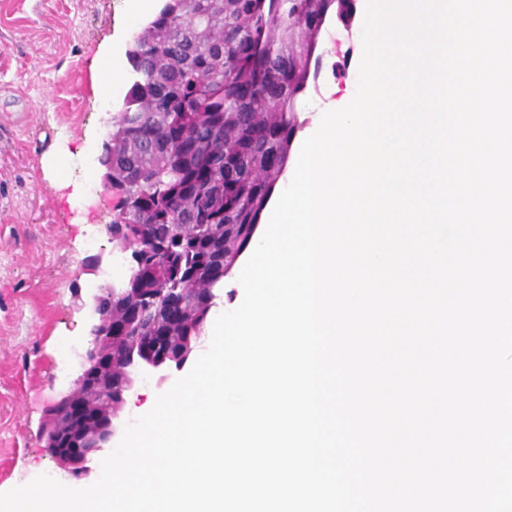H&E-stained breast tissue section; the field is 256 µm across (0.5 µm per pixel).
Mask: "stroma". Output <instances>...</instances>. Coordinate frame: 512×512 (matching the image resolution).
Returning <instances> with one entry per match:
<instances>
[{
  "label": "stroma",
  "mask_w": 512,
  "mask_h": 512,
  "mask_svg": "<svg viewBox=\"0 0 512 512\" xmlns=\"http://www.w3.org/2000/svg\"><path fill=\"white\" fill-rule=\"evenodd\" d=\"M131 0H0V493L47 474L70 482L45 452V411L76 376L89 329L88 299L102 279L86 269L99 254L117 262L105 231L113 196L97 163L118 100L83 84L99 59L129 74L127 46L140 25ZM350 12L329 11L318 35L317 88L300 97L293 145L313 135L328 104L351 86L362 46ZM62 151L58 168L45 162ZM69 188L60 189L56 179ZM98 237L95 250L86 242ZM178 371L141 377L123 421L154 406Z\"/></svg>",
  "instance_id": "1"
}]
</instances>
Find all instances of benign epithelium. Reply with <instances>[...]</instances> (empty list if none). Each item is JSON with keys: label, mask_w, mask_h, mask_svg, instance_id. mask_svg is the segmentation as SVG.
<instances>
[{"label": "benign epithelium", "mask_w": 512, "mask_h": 512, "mask_svg": "<svg viewBox=\"0 0 512 512\" xmlns=\"http://www.w3.org/2000/svg\"><path fill=\"white\" fill-rule=\"evenodd\" d=\"M176 288H117L108 282L91 295L92 323L88 340L78 353L72 387L49 405L42 430L44 449L56 465L81 479L123 426L112 406H123L126 393L149 369L172 366L181 370L200 341L186 337L183 349L159 350L149 336H132L144 311L166 299L167 318L180 323L192 315Z\"/></svg>", "instance_id": "benign-epithelium-1"}]
</instances>
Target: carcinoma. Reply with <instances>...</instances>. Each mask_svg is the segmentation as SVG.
Wrapping results in <instances>:
<instances>
[{
	"label": "carcinoma",
	"instance_id": "1",
	"mask_svg": "<svg viewBox=\"0 0 512 512\" xmlns=\"http://www.w3.org/2000/svg\"><path fill=\"white\" fill-rule=\"evenodd\" d=\"M346 0H165L136 36L112 125V226L137 225L127 285L217 305L289 158L317 36ZM167 246L163 253L156 249Z\"/></svg>",
	"mask_w": 512,
	"mask_h": 512
}]
</instances>
